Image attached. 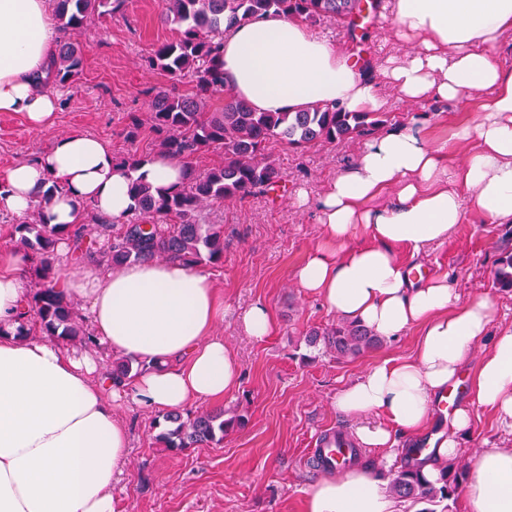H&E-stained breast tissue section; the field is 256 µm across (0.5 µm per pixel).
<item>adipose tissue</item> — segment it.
Wrapping results in <instances>:
<instances>
[{"instance_id": "obj_1", "label": "adipose tissue", "mask_w": 512, "mask_h": 512, "mask_svg": "<svg viewBox=\"0 0 512 512\" xmlns=\"http://www.w3.org/2000/svg\"><path fill=\"white\" fill-rule=\"evenodd\" d=\"M387 21L391 38L416 50L387 57L374 73L295 18L253 17L224 35L226 87L259 112H297L315 101L374 112L384 104V81L411 101L485 94L477 122L456 133L467 145L457 162L429 142L416 119L370 138L316 201L296 193V205L314 206L323 227L296 273L300 288L381 338L421 330L414 357L368 368L336 399L344 414L384 418L354 435L385 456L395 431L412 435L428 425L435 399L487 336L491 346L472 378L474 406L512 428V328L490 335L494 311L486 297L461 301L447 275L413 277L412 261L399 254L404 247L414 258L448 241L470 209L512 223V68L492 53L512 33V0H391ZM55 48L48 0H0V112L21 113L36 129L53 124L60 104L51 89ZM181 181L176 159L157 156L129 169L105 142L73 131L37 160L7 170L0 211L24 215L37 192L49 190L47 223H81L90 203L121 224L134 212L133 183L169 189ZM387 193L392 202L376 206ZM25 269L23 251L0 252V512H114L112 485L129 457L114 402L128 395L163 414L222 401L238 385L236 356L213 333L224 298L208 272L178 262L63 266L62 291L85 301L99 342L142 367L116 385L90 353L55 338L17 336L28 308ZM472 408H456L448 434L423 454L428 479L460 455ZM464 495L470 512H512V448L484 449ZM305 512L400 510L381 478L355 467L316 482Z\"/></svg>"}]
</instances>
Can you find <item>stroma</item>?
<instances>
[{"label":"stroma","mask_w":512,"mask_h":512,"mask_svg":"<svg viewBox=\"0 0 512 512\" xmlns=\"http://www.w3.org/2000/svg\"><path fill=\"white\" fill-rule=\"evenodd\" d=\"M314 31L354 59L379 62L409 50L377 24L360 34L326 19ZM173 34L162 15V0H126L123 13L92 18L77 35L85 48L82 69L57 88L60 109L54 124L33 129L20 114L0 112V174L16 162L34 160L73 130L103 140L118 158L130 152L156 154L158 143L148 129L132 141L127 132L132 116L146 113L147 88H190L188 82H172L145 66L148 53ZM383 93L394 125L427 114L432 144L452 157L463 151L453 134L459 125L474 121L477 97L442 105L407 102L388 86ZM364 144L358 137L300 152L270 143L269 154L288 177L285 190L210 208L212 222L224 227L223 260L204 266L224 293V320L215 333L241 367L238 389L224 398V415L242 417L245 425L227 432L221 445L175 452L157 442L153 415L123 400L116 412L128 427L130 448L126 472L112 488L115 512H304V500L322 476L309 463L316 439L338 428L350 433L359 423H380L375 414L358 420L337 412L336 394L374 364L414 356L419 332L408 330L347 360L307 346L306 332L326 327L334 315L296 281L297 269L320 240L321 227L313 209L290 203L300 189L312 197L322 194ZM510 238L512 224L472 212L423 260L425 273H448L462 299L489 298L496 331L512 325V292L493 284L500 247ZM257 301L268 305L276 323L273 334L261 341L244 336L238 326L239 315ZM462 448L466 464L482 449L512 448V429L491 411L475 409Z\"/></svg>","instance_id":"35a3bbf8"}]
</instances>
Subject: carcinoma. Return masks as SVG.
<instances>
[{"instance_id":"carcinoma-1","label":"carcinoma","mask_w":512,"mask_h":512,"mask_svg":"<svg viewBox=\"0 0 512 512\" xmlns=\"http://www.w3.org/2000/svg\"><path fill=\"white\" fill-rule=\"evenodd\" d=\"M57 20L55 81L65 84L78 74L83 46L71 40L92 17L119 11L125 0H53ZM164 14L176 24V36L153 49L150 67L176 80H189L190 91L151 87L146 91L149 127L159 137V152L183 164L181 186L155 189L136 182L131 190L136 208L131 219L113 230L96 213L91 228L48 224L44 220L47 194L37 197L31 216L15 226L20 244L36 265L42 282L34 295V310L43 333L84 349L96 338L84 327L74 307L56 290L53 256L58 243L67 240L72 252L92 257L112 267L132 262L179 261L190 267L217 263L224 257V225L208 224L206 210L216 203L241 201L273 190L284 178L267 144L279 141L293 148L334 143L370 136L389 121L385 112H344L315 103L302 112H256L225 88L224 50L217 37L250 17L279 13L315 25L326 18L355 26L365 7L362 0H163ZM209 152L224 155L205 171L194 159ZM494 284L512 291V247L501 248ZM323 344L338 358H355L375 348L381 338L363 324L339 319L319 331L312 329L306 344ZM132 361L112 365V380L132 378ZM173 428L158 434L163 447L174 450L217 445L224 433L243 425L240 418H224V410L187 418L171 412ZM422 464L394 471L389 490L399 498L422 505L418 512H449L446 502L456 501L468 475L467 464L452 462L435 482L421 472Z\"/></svg>"}]
</instances>
